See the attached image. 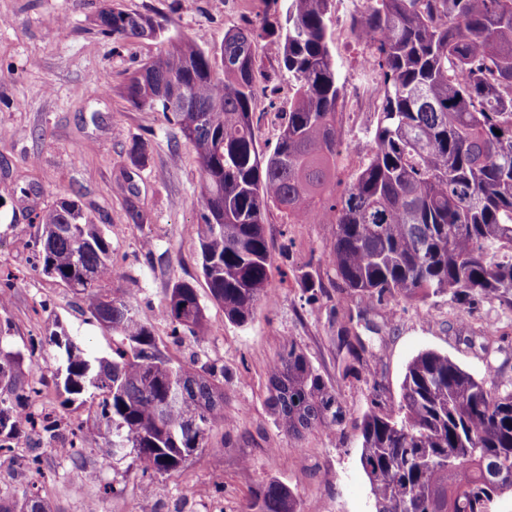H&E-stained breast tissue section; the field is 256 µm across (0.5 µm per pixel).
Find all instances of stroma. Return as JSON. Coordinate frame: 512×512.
<instances>
[{
	"label": "stroma",
	"instance_id": "stroma-1",
	"mask_svg": "<svg viewBox=\"0 0 512 512\" xmlns=\"http://www.w3.org/2000/svg\"><path fill=\"white\" fill-rule=\"evenodd\" d=\"M114 2L131 12L163 13L171 33L215 48L244 16L264 9L262 0ZM104 4L0 0V328L15 348L38 342L36 361L27 367L35 382L64 366L48 342L55 331L76 338L90 356H111L116 338L91 316L82 295L34 266L36 212L62 194L79 199L109 237L118 271L109 289L132 294L161 352L223 371L225 447L147 476L132 456L93 448L61 455L44 434L26 431L14 445L41 454V467L1 460L0 494L34 489L54 512H86L92 501L101 512H200L209 504L239 512L253 488L275 478L295 491L300 512H373L352 426L309 434L299 447L277 427L266 404L267 370L281 346L297 342L355 418L369 407L372 384L398 397L407 364L428 349L476 377L512 384V311L486 298L463 316L444 297L426 305L397 298L373 309L361 295L332 291L334 273L318 262L332 239L330 225L287 224L273 209L266 232L276 267L275 303L260 308L247 326L227 322L201 273L195 156L177 144L160 113L134 108L121 94L128 75L157 58L162 46L151 39L119 46L99 34L91 20ZM255 55L267 78L257 85L254 124L260 147L269 151L290 91L266 41L258 42ZM136 142L146 146L139 165L130 158ZM183 280L195 283L206 305L204 338L186 333L173 340L160 315L166 292ZM311 288L328 294L307 304ZM344 322L364 339L377 331L385 338L382 357L367 360L357 376H341L336 366L334 339Z\"/></svg>",
	"mask_w": 512,
	"mask_h": 512
}]
</instances>
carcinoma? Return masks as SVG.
I'll list each match as a JSON object with an SVG mask.
<instances>
[{"instance_id":"carcinoma-1","label":"carcinoma","mask_w":512,"mask_h":512,"mask_svg":"<svg viewBox=\"0 0 512 512\" xmlns=\"http://www.w3.org/2000/svg\"><path fill=\"white\" fill-rule=\"evenodd\" d=\"M264 3L261 21L246 17L224 34L219 69L211 49L170 33L159 14L107 5L94 20L116 43L151 37L163 44L127 78L123 96L161 113L195 154L201 270L225 319L246 326L273 297L271 208L287 224L332 226L325 263L342 292L379 304L446 296L467 313L477 298L495 297L512 309V0H371L346 18L353 37L366 40L380 100L364 163L346 184L336 181V116L347 96L332 50L336 0ZM259 39L276 46L291 90L269 155L253 119L257 83L267 78L253 54ZM36 219L42 272L83 295L92 317L104 315L103 326L120 338L112 358L92 360L74 338L51 337L66 356L65 371L53 375L65 402L101 397L93 422L72 431L71 447L112 456L128 450L144 475L223 449L212 440L228 422L217 371L173 363L131 299L103 287L117 275L105 232L67 197ZM161 315L175 339L207 330L190 281L168 290ZM7 340L0 335V453L22 432V412L51 440L58 422L55 412L34 409L42 390ZM337 341L346 375L383 350L347 328ZM371 396L353 427L375 512H497L512 493V388L427 350L408 363L398 399L382 402L376 383ZM266 402L298 447L306 433H334L346 418L334 385L293 340L269 367ZM0 512L53 510L24 491L0 496ZM245 512H299L297 495L268 480L254 488Z\"/></svg>"}]
</instances>
